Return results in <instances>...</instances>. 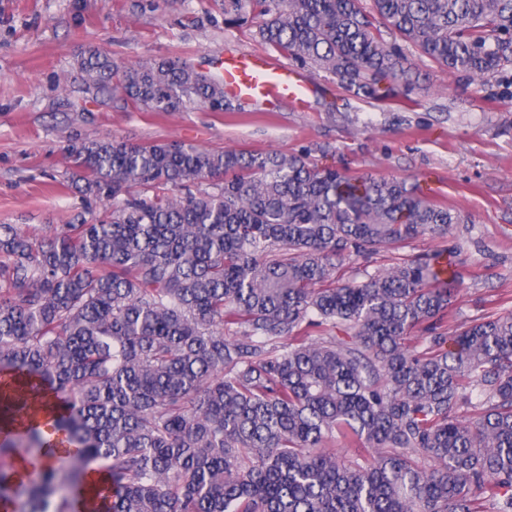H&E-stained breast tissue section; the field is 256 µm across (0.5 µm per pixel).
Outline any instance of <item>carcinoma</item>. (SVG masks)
Returning a JSON list of instances; mask_svg holds the SVG:
<instances>
[{"label":"carcinoma","instance_id":"cac0c4a2","mask_svg":"<svg viewBox=\"0 0 512 512\" xmlns=\"http://www.w3.org/2000/svg\"><path fill=\"white\" fill-rule=\"evenodd\" d=\"M224 23L356 95H407V44L481 83L512 69V0H224ZM78 64L93 100L241 111L180 59ZM69 158L110 207L47 240L0 225V371L50 386V432L77 453L56 466L38 421L1 441L4 508L77 512L101 471L110 512H512V313L447 335L457 274L430 255L338 275L460 213L306 154L87 138Z\"/></svg>","mask_w":512,"mask_h":512}]
</instances>
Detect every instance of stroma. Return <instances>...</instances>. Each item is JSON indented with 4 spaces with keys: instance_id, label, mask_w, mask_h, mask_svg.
Returning <instances> with one entry per match:
<instances>
[{
    "instance_id": "1",
    "label": "stroma",
    "mask_w": 512,
    "mask_h": 512,
    "mask_svg": "<svg viewBox=\"0 0 512 512\" xmlns=\"http://www.w3.org/2000/svg\"><path fill=\"white\" fill-rule=\"evenodd\" d=\"M89 49L127 65L177 57L215 77L231 53L290 62L254 29L225 25L224 0H0V224L49 237L102 214L104 201H85L73 184L68 151L86 137L305 153L351 176L429 187L465 218L447 236L351 258L345 278L436 253L459 275L445 332L512 312V93L497 82L440 70L411 48L419 82L401 100L354 95L306 66L301 108L245 100L238 112H142L119 99L83 103L77 59Z\"/></svg>"
}]
</instances>
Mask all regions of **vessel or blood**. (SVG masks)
<instances>
[{"mask_svg": "<svg viewBox=\"0 0 512 512\" xmlns=\"http://www.w3.org/2000/svg\"><path fill=\"white\" fill-rule=\"evenodd\" d=\"M222 78L228 94L242 100L287 99L301 105L307 95L301 72L288 66L268 65L257 56H226Z\"/></svg>", "mask_w": 512, "mask_h": 512, "instance_id": "obj_1", "label": "vessel or blood"}]
</instances>
